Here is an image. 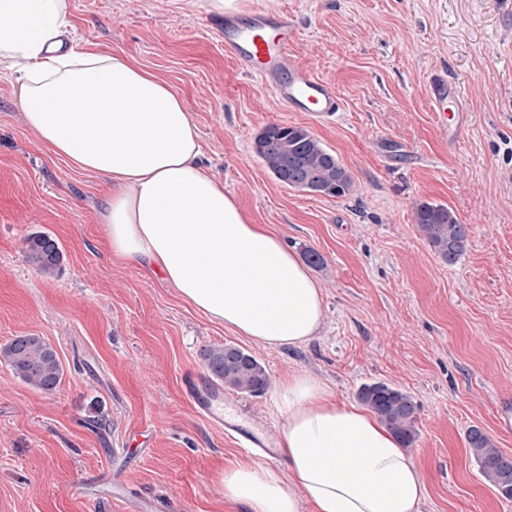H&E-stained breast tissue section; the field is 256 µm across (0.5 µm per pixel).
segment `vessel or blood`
Returning <instances> with one entry per match:
<instances>
[{"label":"vessel or blood","mask_w":512,"mask_h":512,"mask_svg":"<svg viewBox=\"0 0 512 512\" xmlns=\"http://www.w3.org/2000/svg\"><path fill=\"white\" fill-rule=\"evenodd\" d=\"M224 48L242 73L260 78L290 112H306L318 120L333 117L342 109L333 84L296 63L290 48L296 37V22L288 12H254L249 19H224ZM428 98L441 127L456 137L468 123V110L455 83L446 72L433 71L428 78ZM186 390L196 409L215 418L214 405L221 395L202 390L187 381Z\"/></svg>","instance_id":"1"}]
</instances>
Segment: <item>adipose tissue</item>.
Wrapping results in <instances>:
<instances>
[{"mask_svg": "<svg viewBox=\"0 0 512 512\" xmlns=\"http://www.w3.org/2000/svg\"><path fill=\"white\" fill-rule=\"evenodd\" d=\"M70 15V0H0V59L23 63L14 93L41 143L111 180L99 221L113 257L139 261L237 335L275 350L308 343L325 304L307 267L202 163L169 82L118 53L60 49ZM274 400L286 467L225 469L226 499L245 512H420L424 477L372 413L305 372L280 380Z\"/></svg>", "mask_w": 512, "mask_h": 512, "instance_id": "adipose-tissue-1", "label": "adipose tissue"}]
</instances>
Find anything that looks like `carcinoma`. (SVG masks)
<instances>
[{
  "label": "carcinoma",
  "mask_w": 512,
  "mask_h": 512,
  "mask_svg": "<svg viewBox=\"0 0 512 512\" xmlns=\"http://www.w3.org/2000/svg\"><path fill=\"white\" fill-rule=\"evenodd\" d=\"M254 150L279 182L303 192L343 197L354 190V182L338 157L326 149L305 127L268 124L255 137ZM413 218L439 257L454 264L469 243V227L442 204L419 202ZM30 260L52 268L61 260L53 238L37 235L27 239ZM3 360L25 383L44 392L56 390L63 375L53 348L41 337L23 335L0 346ZM207 370L225 388L254 396L270 385L265 366L252 354L232 345L210 347L203 353ZM358 399L393 433L400 445L411 447L417 440V405L410 394L383 382L366 383ZM472 455L485 481L505 499H512V457L504 454L480 428L467 434Z\"/></svg>",
  "instance_id": "carcinoma-1"
}]
</instances>
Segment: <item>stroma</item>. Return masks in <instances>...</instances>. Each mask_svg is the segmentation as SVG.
<instances>
[{
	"instance_id": "1",
	"label": "stroma",
	"mask_w": 512,
	"mask_h": 512,
	"mask_svg": "<svg viewBox=\"0 0 512 512\" xmlns=\"http://www.w3.org/2000/svg\"><path fill=\"white\" fill-rule=\"evenodd\" d=\"M209 0H71L74 43L123 54L167 80L197 125L203 162L255 223L311 267L325 327L307 344L271 350L209 320L134 260L116 263L98 215L102 174L49 154L23 120L16 70L0 64V346L23 334L56 350L63 376L41 392L0 362V512H243L225 500L224 468L255 458L201 416L184 392L210 380L202 353L233 344L271 382L322 380L344 403L382 381L419 405L409 452L421 468V512H512L481 476L467 432L477 426L512 455V0H243L297 23L292 54L343 102L319 121L290 112L224 49ZM446 70L469 109L448 139L425 93ZM307 127L349 170L333 198L278 182L253 150L264 126ZM452 208L470 225L455 264L414 222L416 203ZM45 234L60 263L27 254ZM241 433L275 441L271 392L224 393ZM27 252L30 260L41 268H52L61 260V250L53 238L37 235L27 240Z\"/></svg>"
}]
</instances>
